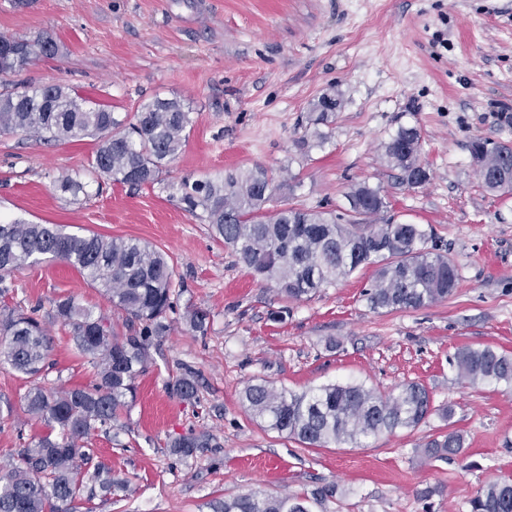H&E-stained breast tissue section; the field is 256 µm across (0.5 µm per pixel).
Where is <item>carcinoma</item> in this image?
I'll return each instance as SVG.
<instances>
[{"label": "carcinoma", "mask_w": 512, "mask_h": 512, "mask_svg": "<svg viewBox=\"0 0 512 512\" xmlns=\"http://www.w3.org/2000/svg\"><path fill=\"white\" fill-rule=\"evenodd\" d=\"M58 46L49 37L34 40L0 34V73L19 72L39 57H53ZM336 94H325L314 106L310 124L297 145L313 138L323 143L317 126L339 111ZM193 126L191 112L177 99L158 98L144 104L133 119L118 118L104 105L83 98L68 87L51 83L0 93V133L32 134L49 141H80L95 137L98 148L90 167L99 176L129 186H153L173 161ZM421 136L415 127H401L384 145L387 166L399 171L400 183L410 188L429 181L419 162ZM471 156L487 191L512 194V146L477 139ZM287 187L263 166L229 171L221 178L180 183L183 209L208 224L213 235L231 250L254 276L282 296L310 298L355 270L375 268L365 293L368 307L378 312L417 309L448 298L458 281V267L433 245L421 224L383 218L388 201L379 187L366 184L347 194L341 214L290 205L268 207ZM59 259L87 281L103 288L112 306L132 328L119 335L102 315L73 298L52 301L51 315L67 327L78 352L97 367L90 386L52 393L36 379L45 370L51 345L37 309L0 308V363L33 380L24 396L26 410L41 419L47 433L19 454L18 463L0 480V512H76L83 484L78 463L90 459L88 437L116 421L135 397V381L152 363L154 340L169 330L173 310L174 272L161 251L137 238L98 234L79 236L60 224H30L0 219V295L14 287L15 271L45 259ZM210 311L191 309L186 323L203 333ZM458 376L473 384L512 386V357L491 347L463 346L451 358ZM184 401L195 400L193 372L185 371L169 384ZM243 399L266 426L310 447L330 443L361 446L364 439L414 429L434 412L430 392L407 383L396 394L362 384H331L294 393L264 382L248 385ZM212 438L188 433L170 447L189 455L207 448ZM463 448L457 431L441 433L424 444L429 459H448ZM92 479L107 495L125 486L122 480ZM342 499L335 484L322 485L303 496L273 497L257 490L224 499L217 512H312V506ZM469 512H512V481L481 487L469 501Z\"/></svg>", "instance_id": "cac0c4a2"}]
</instances>
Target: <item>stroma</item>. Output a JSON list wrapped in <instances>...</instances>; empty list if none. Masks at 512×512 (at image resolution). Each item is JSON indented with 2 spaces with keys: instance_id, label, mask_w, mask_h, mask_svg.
<instances>
[{
  "instance_id": "obj_1",
  "label": "stroma",
  "mask_w": 512,
  "mask_h": 512,
  "mask_svg": "<svg viewBox=\"0 0 512 512\" xmlns=\"http://www.w3.org/2000/svg\"><path fill=\"white\" fill-rule=\"evenodd\" d=\"M0 33L49 35L59 46L0 85L60 83L121 117L176 99L194 119L163 184L151 187L93 179L94 139L0 134L1 217L137 238L174 268V310L154 363L127 412L91 437L86 471L103 468L128 487L108 501L94 495L92 512H214L250 490L292 496L332 483L344 498L321 512H469L484 483L512 478V387L461 380L449 363L467 345L512 355V196L483 189L469 152L477 138L512 144V0H0ZM332 91L342 106L322 127L324 143L299 149L314 104ZM402 127L421 133L430 179L419 188L400 185L383 159ZM255 165L289 174L288 197L307 209L339 211L355 185L383 187L390 213L428 225L456 262L454 294L375 312L363 297L373 281L365 268L312 298H282L165 189ZM62 174L80 177L85 192H60ZM13 279L0 307H39L53 346L46 386L92 384L96 367L49 302L74 298L121 334L124 315L60 260ZM192 307L209 310L206 333L186 326ZM283 307L286 320H270ZM188 370L198 382L192 403L169 390ZM261 381L297 393L418 382L438 411L363 447L310 448L248 411L244 390ZM28 388L0 364L1 474L46 431L25 410ZM452 430L465 439L462 455L421 456L432 435ZM189 432L212 434L214 446L173 452L169 441Z\"/></svg>"
}]
</instances>
